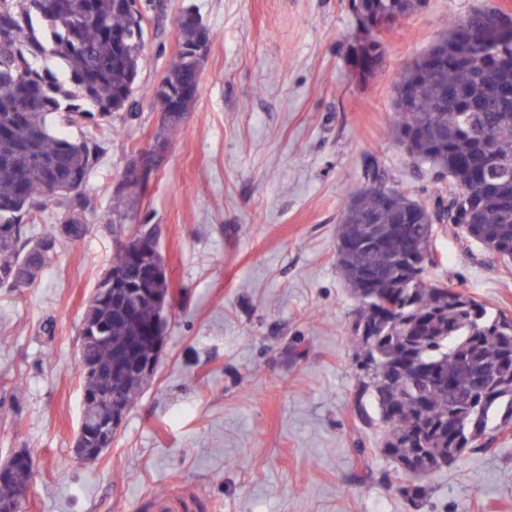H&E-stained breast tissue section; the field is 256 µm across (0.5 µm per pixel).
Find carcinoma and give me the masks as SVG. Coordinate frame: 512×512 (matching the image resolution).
Instances as JSON below:
<instances>
[{
	"label": "carcinoma",
	"instance_id": "1",
	"mask_svg": "<svg viewBox=\"0 0 512 512\" xmlns=\"http://www.w3.org/2000/svg\"><path fill=\"white\" fill-rule=\"evenodd\" d=\"M426 2L350 0V9L381 23L406 19ZM150 7L151 0H0V288L30 287L62 241L89 231L90 174L105 153L91 127L132 110L143 67L141 17ZM504 15L486 7L449 21L395 83L391 137L415 166L448 179V188L417 200L386 186L371 165L370 185L344 202L339 224L337 263L359 306L350 330L355 375L386 427L379 451L416 507L425 478L483 446L492 416L512 423V315L429 278L435 259L420 264L437 224L512 260V62L468 54L470 34ZM177 27L181 52L153 90L176 104L155 137L163 148L195 103L180 92L196 81L188 57L197 31L182 16ZM357 31L352 72L362 83L378 69L384 45L372 28ZM65 127L79 128L80 137ZM146 188L124 169L108 219L135 220ZM57 198L65 214L32 234L37 214ZM129 230L143 243L133 251L116 245L96 305L82 319L101 336L77 348L82 399L95 398L81 404L80 419L91 417L85 448L99 447L92 423L112 415L104 394L131 408L143 389L132 366L153 351L156 304L129 314L124 293H108L112 274L137 276L163 261L152 228L133 223Z\"/></svg>",
	"mask_w": 512,
	"mask_h": 512
}]
</instances>
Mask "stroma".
<instances>
[{
    "label": "stroma",
    "mask_w": 512,
    "mask_h": 512,
    "mask_svg": "<svg viewBox=\"0 0 512 512\" xmlns=\"http://www.w3.org/2000/svg\"><path fill=\"white\" fill-rule=\"evenodd\" d=\"M186 5L211 33L199 94L137 215L157 229L173 305L154 379L87 464L73 452L79 328L118 243L112 190L160 125L153 89ZM481 6L512 13V0H428L383 32L364 84L348 65V0H160L148 13L134 111L98 132L89 234L33 287L0 288V461L30 454L26 512H154L171 489L190 512H512V431L427 478L420 510L386 480L381 429L357 415L356 303L336 263L340 208L368 162L414 198L431 192L388 135L393 86L448 19ZM430 249V278L512 313V260L442 225ZM12 378L26 383L16 402Z\"/></svg>",
    "instance_id": "35a3bbf8"
}]
</instances>
